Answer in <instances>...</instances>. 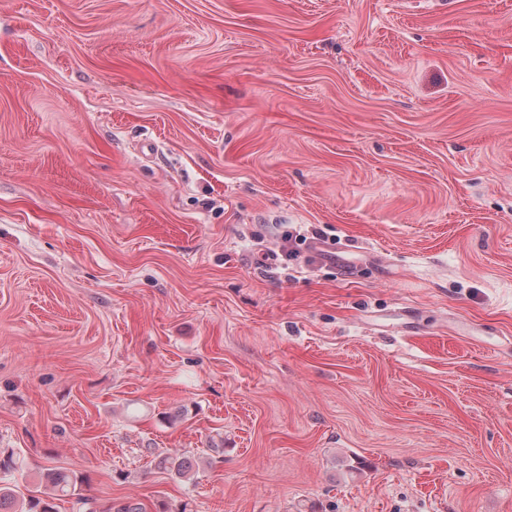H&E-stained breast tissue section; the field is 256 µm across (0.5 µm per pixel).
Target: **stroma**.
<instances>
[{
	"label": "stroma",
	"instance_id": "stroma-1",
	"mask_svg": "<svg viewBox=\"0 0 512 512\" xmlns=\"http://www.w3.org/2000/svg\"><path fill=\"white\" fill-rule=\"evenodd\" d=\"M0 448L102 505L512 512V0H0ZM158 467L176 479L188 481L193 476V463L187 457L163 456Z\"/></svg>",
	"mask_w": 512,
	"mask_h": 512
}]
</instances>
